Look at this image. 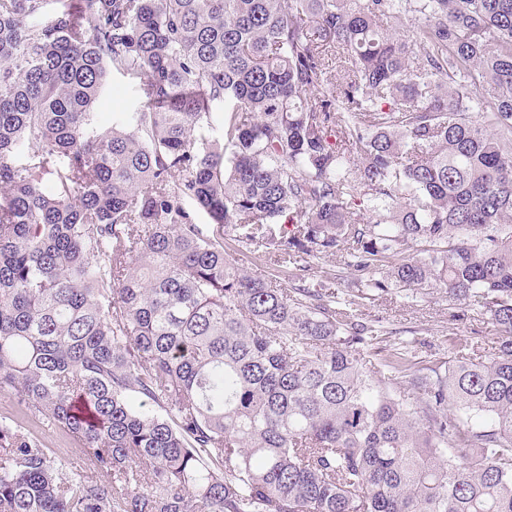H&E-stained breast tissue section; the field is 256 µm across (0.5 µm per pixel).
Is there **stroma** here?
I'll return each instance as SVG.
<instances>
[{"mask_svg": "<svg viewBox=\"0 0 512 512\" xmlns=\"http://www.w3.org/2000/svg\"><path fill=\"white\" fill-rule=\"evenodd\" d=\"M139 85V78L108 72L94 122L108 126L112 115L141 111ZM358 310L361 321L381 330L379 348L387 351L400 341H410L427 363L447 360L451 346L460 343L473 345L480 355L491 358L501 341L499 327L487 316L437 290L417 299L396 291L375 294L361 299ZM27 424L58 458L71 466L82 465V452L72 437L34 417L28 418Z\"/></svg>", "mask_w": 512, "mask_h": 512, "instance_id": "obj_1", "label": "stroma"}]
</instances>
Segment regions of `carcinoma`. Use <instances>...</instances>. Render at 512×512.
Returning <instances> with one entry per match:
<instances>
[{
    "label": "carcinoma",
    "instance_id": "obj_1",
    "mask_svg": "<svg viewBox=\"0 0 512 512\" xmlns=\"http://www.w3.org/2000/svg\"><path fill=\"white\" fill-rule=\"evenodd\" d=\"M336 252L499 355L370 358ZM2 392L85 467L0 423V512H512V0H0ZM139 85V78L123 75L110 69L100 102L93 111V121L99 125L109 126L112 124V113L140 112L143 99L139 93ZM236 257L240 264L245 266L248 271L261 273L269 277H279L278 280H284V274L278 272L276 267L270 265L267 250L262 246H250L247 249L237 252ZM315 263V267L317 269L315 270H318V271H328L329 269L331 270H336V271H341L343 273H340V272H336V273H339L342 276L343 279L341 280H337L336 281V296H338L340 299H346L350 296L348 295H357V288H356V279H355V276L353 275H350L348 273L347 270H344L343 267V263H344V257L341 255V254H336V255H333V256H327V257H324V258H321V259H316L314 261ZM30 430L47 446L52 448L56 456L65 461L68 466L77 468L83 463V455L78 443L61 430H56L47 423H42L34 417L24 416Z\"/></svg>",
    "mask_w": 512,
    "mask_h": 512
}]
</instances>
